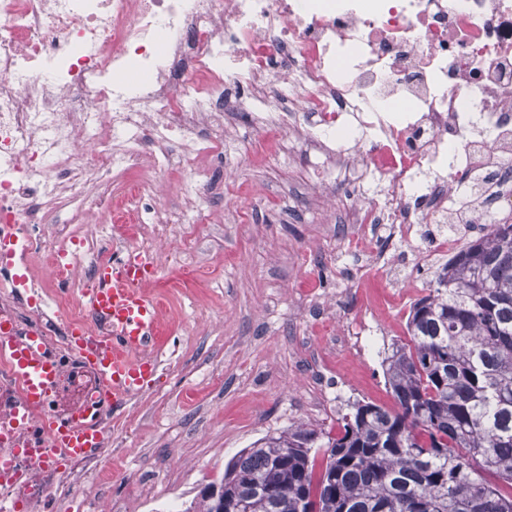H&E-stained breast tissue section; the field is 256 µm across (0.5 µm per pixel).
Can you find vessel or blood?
<instances>
[{
  "label": "vessel or blood",
  "mask_w": 512,
  "mask_h": 512,
  "mask_svg": "<svg viewBox=\"0 0 512 512\" xmlns=\"http://www.w3.org/2000/svg\"><path fill=\"white\" fill-rule=\"evenodd\" d=\"M154 272L150 260L135 252L99 264L86 306L106 332L98 336L84 326L74 330L75 345L93 372L95 385L90 396L62 411L55 407L63 378L61 359L49 352L38 331L18 338L10 321L0 317V365L8 368L20 392L9 423L0 427V437L10 438L17 456L0 461V478H18L22 456L56 449L70 458L102 452L101 416L141 394L157 369L149 351L159 335V309L142 288ZM35 407L40 416H32Z\"/></svg>",
  "instance_id": "obj_1"
}]
</instances>
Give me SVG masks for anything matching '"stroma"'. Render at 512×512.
Segmentation results:
<instances>
[{
	"instance_id": "35a3bbf8",
	"label": "stroma",
	"mask_w": 512,
	"mask_h": 512,
	"mask_svg": "<svg viewBox=\"0 0 512 512\" xmlns=\"http://www.w3.org/2000/svg\"><path fill=\"white\" fill-rule=\"evenodd\" d=\"M232 125L246 155L236 189L212 203V221L183 229L148 291L162 304L159 364L151 386L112 414L118 441L54 512H85V501L127 512H182L227 463L266 434L305 423L333 429L353 403H392L382 361L407 341L411 304L427 295L445 261L412 268L407 248L384 238L374 257L346 255L338 225L316 213L276 210L312 176L302 160L271 151L253 122ZM333 296L329 319L303 314L302 296ZM358 318L386 341L357 356L336 344V325ZM150 487L137 496L134 480Z\"/></svg>"
}]
</instances>
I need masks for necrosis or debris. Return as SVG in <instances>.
Listing matches in <instances>:
<instances>
[{
    "label": "necrosis or debris",
    "mask_w": 512,
    "mask_h": 512,
    "mask_svg": "<svg viewBox=\"0 0 512 512\" xmlns=\"http://www.w3.org/2000/svg\"><path fill=\"white\" fill-rule=\"evenodd\" d=\"M253 117L269 146L315 157L320 176L291 199L330 204L345 181L341 223L373 254L388 233L435 253L455 233L432 224L512 220V0H0V268L37 254L51 281L80 280L91 253L76 233L34 240L71 207L130 224V251L205 221L223 192L213 158L235 166L226 120ZM180 176V211L163 210ZM67 354L82 306L42 316ZM0 481V512H40L66 475L97 457H27Z\"/></svg>",
    "instance_id": "necrosis-or-debris-1"
}]
</instances>
